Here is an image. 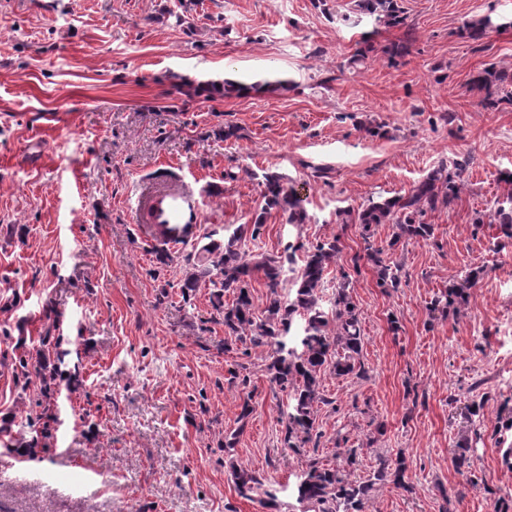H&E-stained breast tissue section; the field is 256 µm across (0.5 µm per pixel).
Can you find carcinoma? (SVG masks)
<instances>
[{"mask_svg":"<svg viewBox=\"0 0 512 512\" xmlns=\"http://www.w3.org/2000/svg\"><path fill=\"white\" fill-rule=\"evenodd\" d=\"M359 7L368 20L375 25L399 26L405 24L403 10L398 0H360ZM512 27V20L501 22L486 16L465 25L471 37L483 35L492 27ZM288 86V79L272 74L262 80L244 77L226 78L222 83H206L195 88V92L242 93L245 89L265 90ZM258 180L263 187V211L277 209L285 216L288 224H304L308 218L303 199L292 188L282 183V177L275 173L261 175L245 171ZM461 190V184L445 174V168L430 172L408 195L370 199L359 212V223L364 228L372 224H391L395 227L391 245L401 238L427 239L433 233L432 225L422 217L426 210H433L438 203L446 204ZM492 219L499 224L503 233L512 237V195L494 201ZM243 232L241 227L231 230L224 228V243L212 242L203 248L207 253L206 262L191 273L184 282L185 288H194L202 279H208L214 293V309L223 316L224 331L228 337L248 342L253 346H272L274 355L268 365L271 380L281 390L293 391V406L284 422V447L297 451L312 439L315 431L316 405L323 401L319 391L318 374L330 367L338 376L355 372L360 363L362 339L358 328L356 306L345 290H340L335 301L336 329L327 330L328 321L318 308L317 291L323 283L324 272L342 252L340 237L317 243L307 251L304 264L297 274L295 298L283 304L279 298L283 265L277 256H263L252 261V253L241 249ZM253 269H261L266 277L269 304L264 309L265 317L257 314V308L248 289L247 277ZM484 270L468 273L449 289L457 297L468 296L476 287ZM235 294L232 305L222 301L224 293ZM303 316L301 331V353L286 349L282 337L291 332L295 315ZM405 465L399 460L392 463L386 457L378 458L376 479L393 476V483L406 490L410 485L405 481ZM236 489L243 498L263 486L262 480L244 469H233ZM373 483L353 484L344 480L334 468H326L318 460L311 459L301 475L297 486L298 499L312 506V512H363L365 500Z\"/></svg>","mask_w":512,"mask_h":512,"instance_id":"carcinoma-1","label":"carcinoma"}]
</instances>
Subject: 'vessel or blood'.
<instances>
[{"label": "vessel or blood", "instance_id": "b4317fda", "mask_svg": "<svg viewBox=\"0 0 512 512\" xmlns=\"http://www.w3.org/2000/svg\"><path fill=\"white\" fill-rule=\"evenodd\" d=\"M137 209L141 215L142 232L159 234L171 250L194 241V230L202 217L199 201L194 195L169 185L144 189Z\"/></svg>", "mask_w": 512, "mask_h": 512}]
</instances>
